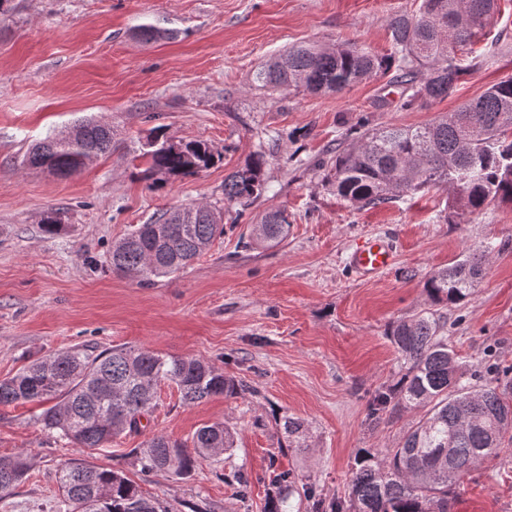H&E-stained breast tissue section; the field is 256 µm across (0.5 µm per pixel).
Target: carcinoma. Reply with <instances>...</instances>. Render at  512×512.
<instances>
[{
	"label": "carcinoma",
	"mask_w": 512,
	"mask_h": 512,
	"mask_svg": "<svg viewBox=\"0 0 512 512\" xmlns=\"http://www.w3.org/2000/svg\"><path fill=\"white\" fill-rule=\"evenodd\" d=\"M497 0H422L419 14L397 15L389 23L393 51L375 55L350 43L288 48L254 77L270 91L340 95L362 80L395 71L399 108L413 110L447 97L468 67L453 57L491 23ZM145 41L178 36L153 24L137 26ZM112 150V131L92 120L47 136L30 150L24 164L70 176L86 160ZM144 178L159 186L196 175L220 155L205 140L154 138L144 152ZM266 160L254 154L224 178V199L247 207L266 189ZM328 183L357 209L437 186L457 189L456 215L475 213L495 199L512 200V78L502 80L455 111L416 128L367 132L336 153ZM288 213H265L250 225L244 246H275L288 235ZM224 234L222 214L206 204L167 209L136 224L112 243V270L147 284L173 276L208 251ZM491 247L466 255L434 272L424 288L429 307L389 325L386 336L397 353L395 382L378 391L368 416L424 410L397 448L355 453L348 498L330 512H450V488L460 473L499 456L512 431V381L487 380L462 368L448 345L444 309L471 299ZM162 383L176 387L186 405L214 396L237 398L247 384L200 357H178L144 348L114 347L98 354L64 350L38 359L0 379V406L37 401L44 430L78 448H100L125 432H139L156 405ZM286 448H300L306 437L301 420H276ZM234 448V435L215 422L199 428L186 444L154 434L135 449L141 472L184 478L198 459ZM27 455L0 456V496L25 478ZM68 512H168L146 496L123 471L75 459L59 473ZM279 491L264 512H288L295 478L277 474Z\"/></svg>",
	"instance_id": "obj_1"
}]
</instances>
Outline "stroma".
<instances>
[{"instance_id":"35a3bbf8","label":"stroma","mask_w":512,"mask_h":512,"mask_svg":"<svg viewBox=\"0 0 512 512\" xmlns=\"http://www.w3.org/2000/svg\"><path fill=\"white\" fill-rule=\"evenodd\" d=\"M421 0H10L0 15V378L29 361L80 347L116 346L201 357L250 386L244 395L183 404L161 385L138 433L104 448H77L42 430L35 403L0 406V456L27 453L31 469L0 512H60L58 474L79 458L123 470L169 512H264L273 477L300 488L290 512H315L349 493L358 449L398 447L410 412L371 421L375 392L392 383L390 322L427 307L433 271L492 245L472 298L448 309V343L466 368L512 367V202L446 220L453 189L356 209L325 185V163L368 129L417 127L512 77V0H498L470 70L448 97L398 107L389 77L338 96L273 94L258 67L297 43L350 42L387 55L388 21ZM151 22L177 38L146 43ZM93 119L112 127L110 153L61 177L23 165L52 133ZM208 141L222 158L196 176L149 188L142 153L154 136ZM267 157V191L248 209L226 203L224 179L254 153ZM208 203L224 233L171 278L141 285L113 273L109 252L159 210ZM288 213L279 246L241 248L262 214ZM53 211L61 227L45 233ZM393 242L395 265L369 280L347 265L359 240ZM284 415L309 428V445L285 448ZM224 423L234 448L198 460L189 477L143 476L134 454L155 433L187 442ZM250 481L240 500L238 475ZM453 512H512V452L464 473Z\"/></svg>"}]
</instances>
